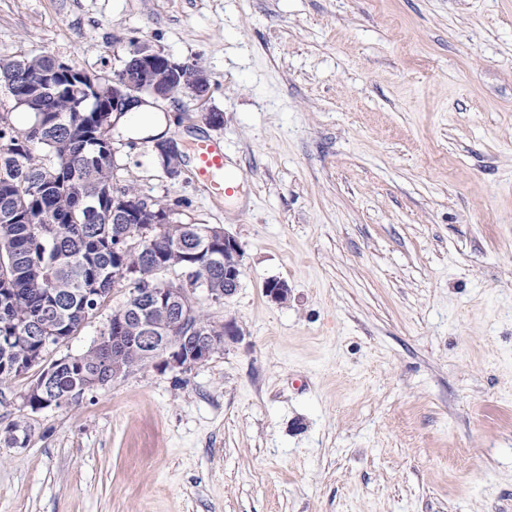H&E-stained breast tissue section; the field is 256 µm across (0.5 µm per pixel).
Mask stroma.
Here are the masks:
<instances>
[{"instance_id": "stroma-1", "label": "stroma", "mask_w": 512, "mask_h": 512, "mask_svg": "<svg viewBox=\"0 0 512 512\" xmlns=\"http://www.w3.org/2000/svg\"><path fill=\"white\" fill-rule=\"evenodd\" d=\"M136 42L205 67L223 128L159 108L239 192L118 128L116 182L238 240L236 293L197 297L241 336L66 409L24 406L35 371L0 385V433L31 430L0 442V512H512V0H0L1 59L110 74ZM193 162L195 175L209 196H231L238 188L237 181L228 173L224 144L198 139L193 145Z\"/></svg>"}]
</instances>
